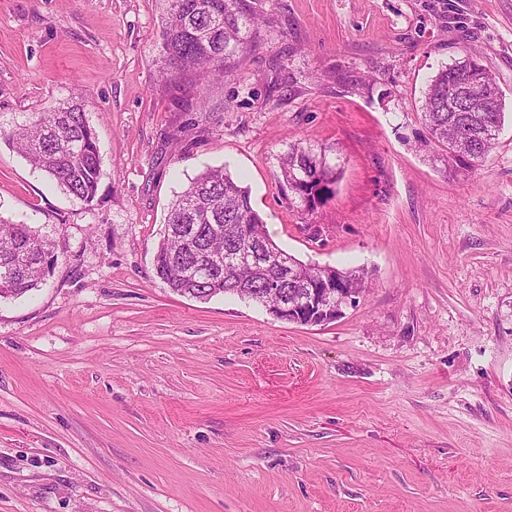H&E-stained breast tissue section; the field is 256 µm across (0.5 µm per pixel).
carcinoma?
<instances>
[{"mask_svg":"<svg viewBox=\"0 0 512 512\" xmlns=\"http://www.w3.org/2000/svg\"><path fill=\"white\" fill-rule=\"evenodd\" d=\"M161 52L178 77L197 85L233 74L231 59L249 48L248 38L261 16L248 0H164ZM481 75L477 95L498 88L489 72L467 57L442 68L431 80L422 101L427 146L445 152L448 161L474 168L495 147L504 121L502 95L483 112L448 111V87ZM28 159L74 198L96 196L101 158L97 136L83 105L68 102L42 112L31 122L4 135ZM286 190L314 212L336 182V168L322 153L295 145L275 175ZM278 254L299 277L283 285L284 294L301 298L314 288L365 291L362 271L304 263L269 238L265 222L253 208L250 191L226 167L208 168L191 179L170 204L166 227L154 258V271L180 296L208 300L217 295L249 296L267 306L265 290L279 269L269 258ZM54 262L53 243L29 224L0 219V300L24 296L39 288L46 267Z\"/></svg>","mask_w":512,"mask_h":512,"instance_id":"cac0c4a2","label":"carcinoma"}]
</instances>
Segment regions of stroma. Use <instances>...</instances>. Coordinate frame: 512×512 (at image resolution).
Returning <instances> with one entry per match:
<instances>
[{"label": "stroma", "mask_w": 512, "mask_h": 512, "mask_svg": "<svg viewBox=\"0 0 512 512\" xmlns=\"http://www.w3.org/2000/svg\"><path fill=\"white\" fill-rule=\"evenodd\" d=\"M249 3L200 109L163 0H0V130L77 101L102 159L86 204L0 139V217L56 244L0 301V512H512V0ZM468 55L505 98L474 171L422 146ZM296 144L337 169L312 214L275 178ZM219 166L283 251L366 272L357 307L300 325L156 277L174 195Z\"/></svg>", "instance_id": "1"}]
</instances>
